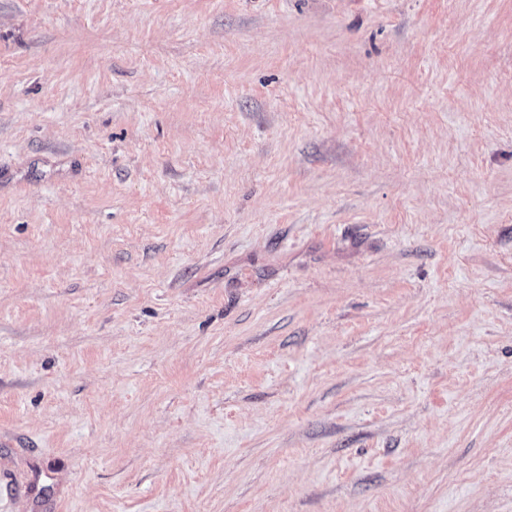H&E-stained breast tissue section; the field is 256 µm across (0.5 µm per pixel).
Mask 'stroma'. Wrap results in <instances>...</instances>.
<instances>
[{
	"instance_id": "obj_1",
	"label": "stroma",
	"mask_w": 512,
	"mask_h": 512,
	"mask_svg": "<svg viewBox=\"0 0 512 512\" xmlns=\"http://www.w3.org/2000/svg\"><path fill=\"white\" fill-rule=\"evenodd\" d=\"M0 512H512V0H0Z\"/></svg>"
}]
</instances>
